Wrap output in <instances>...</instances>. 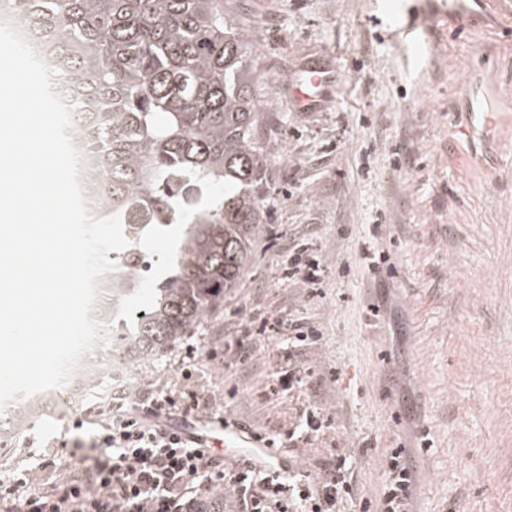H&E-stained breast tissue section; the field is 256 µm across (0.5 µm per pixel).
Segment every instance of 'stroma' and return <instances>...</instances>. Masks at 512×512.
I'll return each instance as SVG.
<instances>
[{
    "label": "stroma",
    "instance_id": "35a3bbf8",
    "mask_svg": "<svg viewBox=\"0 0 512 512\" xmlns=\"http://www.w3.org/2000/svg\"><path fill=\"white\" fill-rule=\"evenodd\" d=\"M259 55L275 134L267 224L224 309L130 376L91 379L81 398L45 397L0 475L32 471L13 500L80 472L100 413L124 388L204 392L208 413L264 434L317 404L323 428L287 449L319 473L349 455L358 496L376 501L391 449L415 471L410 512H512V0H486L477 25L439 14L413 58L372 28L371 0H228ZM327 54L335 95L297 112L283 89ZM498 114L493 139L467 138V100ZM326 267L318 295L281 277L293 237ZM388 270H372L376 255ZM294 319L319 332L300 383L272 394L280 337L237 363L230 329Z\"/></svg>",
    "mask_w": 512,
    "mask_h": 512
}]
</instances>
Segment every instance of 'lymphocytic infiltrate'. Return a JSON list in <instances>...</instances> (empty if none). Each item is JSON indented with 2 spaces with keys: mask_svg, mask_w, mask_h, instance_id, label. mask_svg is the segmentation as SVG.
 <instances>
[{
  "mask_svg": "<svg viewBox=\"0 0 512 512\" xmlns=\"http://www.w3.org/2000/svg\"><path fill=\"white\" fill-rule=\"evenodd\" d=\"M271 333L288 339L282 373L285 387H292L301 371V348L318 337L314 328L280 320L241 330L226 345L243 361L256 337ZM125 399L129 410H113L101 421L92 442L99 457L83 477L62 481L17 505L0 494L5 512H344L353 499L354 474L346 456H332L315 475L258 472L243 461L228 466L222 456L198 451L142 414L150 408L199 415L209 401L198 391H184L175 399L161 391L148 396L130 389ZM410 478L400 451H393L378 512H408ZM212 488H227L231 494L219 501L209 497Z\"/></svg>",
  "mask_w": 512,
  "mask_h": 512,
  "instance_id": "lymphocytic-infiltrate-1",
  "label": "lymphocytic infiltrate"
}]
</instances>
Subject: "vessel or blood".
Returning a JSON list of instances; mask_svg holds the SVG:
<instances>
[{"label": "vessel or blood", "instance_id": "b4317fda", "mask_svg": "<svg viewBox=\"0 0 512 512\" xmlns=\"http://www.w3.org/2000/svg\"><path fill=\"white\" fill-rule=\"evenodd\" d=\"M392 23L402 32L403 44L407 47L421 43L431 32L430 27L420 22L419 13L415 10L393 16ZM335 90L336 78L332 69L319 61L308 63L285 86L289 102L299 112L319 109ZM171 425L198 450L212 448L229 456L242 450L249 463L259 470L275 471L288 466V459L281 449L255 438H241L238 429L223 420L214 419L204 424L198 419L177 414L172 417Z\"/></svg>", "mask_w": 512, "mask_h": 512}]
</instances>
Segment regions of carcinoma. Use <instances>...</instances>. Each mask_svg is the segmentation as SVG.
Segmentation results:
<instances>
[{"label":"carcinoma","instance_id":"1","mask_svg":"<svg viewBox=\"0 0 512 512\" xmlns=\"http://www.w3.org/2000/svg\"><path fill=\"white\" fill-rule=\"evenodd\" d=\"M1 13L48 52L56 90L100 147L108 214L130 240L112 257L104 351L159 357L224 308L267 220L272 127L250 30L224 0H0ZM168 224L182 234L140 308L153 269L142 243ZM35 407L0 413V430Z\"/></svg>","mask_w":512,"mask_h":512}]
</instances>
